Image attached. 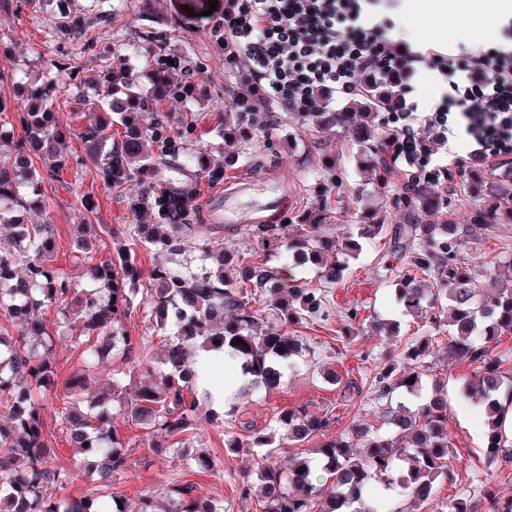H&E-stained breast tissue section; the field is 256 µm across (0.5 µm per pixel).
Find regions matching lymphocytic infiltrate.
<instances>
[{
	"label": "lymphocytic infiltrate",
	"instance_id": "lymphocytic-infiltrate-1",
	"mask_svg": "<svg viewBox=\"0 0 512 512\" xmlns=\"http://www.w3.org/2000/svg\"><path fill=\"white\" fill-rule=\"evenodd\" d=\"M378 0H224L215 29L233 69L245 70L267 100L290 112H332L359 95L360 78L400 82V109L387 111L392 171L406 189L453 187L467 161L512 155V28L491 50L414 51L390 36L373 14ZM438 71L449 86L429 111L418 109L412 81ZM466 136L468 158L435 159L436 147Z\"/></svg>",
	"mask_w": 512,
	"mask_h": 512
}]
</instances>
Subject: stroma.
I'll return each mask as SVG.
<instances>
[{"label": "stroma", "mask_w": 512, "mask_h": 512, "mask_svg": "<svg viewBox=\"0 0 512 512\" xmlns=\"http://www.w3.org/2000/svg\"><path fill=\"white\" fill-rule=\"evenodd\" d=\"M75 6L91 18L99 12L111 11L112 22L107 26L94 23L88 40H68L52 34L54 18L43 0H6L0 5V98L13 99L18 85L56 75L58 62L67 58L78 59L85 74H92L100 66L95 50L104 46L122 55L138 80H145L155 56L153 48L141 37L142 31L149 30L165 37L167 53L185 55L195 62L197 82L206 91L205 98L198 101H165L163 111L175 116L183 112L194 115L196 150L216 156L235 151V144L225 142L221 133L218 109L230 107L237 94L254 95L255 89L244 72L227 66L224 49L212 35L220 14L210 11L208 0H75ZM388 134L387 128L378 127L375 140L361 145L344 128L321 133L291 122L271 129L266 143L256 144L230 173L235 181L264 175L282 181L288 203L273 221L282 225L284 236H294L300 215L319 205L321 198L314 184L320 180L330 183L326 198L330 202L331 223L355 224L362 211L373 209L385 225L378 239L364 244L359 257L349 258L347 280L329 289L328 320L289 326V333L307 341L310 354L301 361L297 372L286 375L275 389L243 399L255 428H264L273 412L299 405L309 406L317 413H331L335 418L331 432L335 435L346 432L352 421H376L381 405L364 383L373 374L374 355L382 353L389 343L373 335L370 323H396L397 338L402 342L415 337L423 323L422 318L407 314L397 303L396 277L385 269L389 240L396 225L405 221L396 207L397 198L405 194L401 180L392 177L379 182L374 172L359 164L360 159L373 158L379 152ZM41 192L56 227L55 264L74 280H81L82 266L70 261L69 234L70 226L81 221L78 196L87 195L96 202V209L88 218L90 223L113 227L133 221L126 192L106 188L85 167L44 178ZM447 197V206L432 215V223L466 224L474 212L489 208L492 203L490 195L471 192L463 182L453 187ZM226 243L241 257L262 263L280 277L301 280L313 288L320 285L316 269L292 266L285 252L268 250L242 235L231 236ZM465 253L476 266L495 261L499 279L512 283V222L502 221L491 237L471 241ZM352 307L359 313L354 324L357 338L344 344L338 339V331L346 324L347 311ZM427 362L424 386L439 383L448 392V440L454 479L442 483L439 496L423 505L420 512H447L449 496L469 488L472 477L483 468L485 429L481 413L461 406L457 399L460 385L472 371L471 365L448 360L438 349ZM327 370L363 384L362 393L354 399H344L341 387L325 382L323 373ZM119 430L129 443V471L117 481L116 489L129 501L160 493L167 484L188 479L197 484L199 494L223 501L224 512H260L257 499L245 501L237 493L244 472L256 467L254 458L244 448L227 452L223 431L200 427V439L211 454L212 468L189 475L169 457L142 467L141 458L150 448L151 434L129 423L120 425Z\"/></svg>", "instance_id": "35a3bbf8"}]
</instances>
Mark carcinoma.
I'll return each instance as SVG.
<instances>
[{
	"label": "carcinoma",
	"instance_id": "obj_1",
	"mask_svg": "<svg viewBox=\"0 0 512 512\" xmlns=\"http://www.w3.org/2000/svg\"><path fill=\"white\" fill-rule=\"evenodd\" d=\"M60 27L72 38L86 37L89 22L80 11L59 14ZM104 65L89 80L79 78V66L67 61L59 71L67 78L30 84L26 102L15 108L0 98V117L11 110L21 133L0 130V512H96L86 496L65 493L75 471L60 462L57 439L90 455L88 471L98 490L112 497L115 512H224L197 495V485L172 484L157 495L141 497L133 508L117 504L114 481L128 470V442L116 419L139 425L164 441L153 455H171L189 473L208 471L211 454L197 446L200 425L197 385L204 375V353H223L234 361L243 379L253 386L279 385L288 368L304 357L309 346L288 334L286 326L326 315V290L301 282L288 285L253 262L238 259L224 246V225L200 219L201 183L224 184V171L239 156L214 161L190 152L194 121L173 123L169 113L155 110L164 99H198L191 61L158 49L148 75L150 95L144 96L136 78L124 74V63L112 64V49H99ZM173 59L172 65L168 59ZM363 93L352 112L292 113L293 119L315 130L344 127L355 137H373L371 109L385 100L396 103L393 90L374 89L361 80ZM92 85L95 97L83 94ZM70 99L98 113L81 131L92 175L110 188H130L128 208L134 223L112 229L98 224L71 225V262L85 264L87 288L54 266L55 225L29 223L26 215L41 213V172L52 176L68 169L74 157L63 147L62 113L57 103ZM260 102L252 112H226L224 136L250 145L261 130ZM122 131L120 143L107 146L112 127ZM496 207L476 213L468 224H430L422 216L443 205L431 189L399 201L408 224L396 226L390 257L398 262L397 300L413 314L430 311L422 325L424 336L377 358L370 389L384 402L382 426L365 419L344 435H330L334 418L298 406L274 416L267 432L247 431L243 407L231 403L206 416L216 429L227 428L224 447L235 452L255 448L262 465L260 484L243 477L241 498L260 499L262 512H391L370 495L378 484L421 507L433 500L440 482L453 474L449 458L448 400L435 386L431 396L414 409L394 406L393 394L419 391L425 360L433 352V333L448 328V343L439 344L450 360L466 361L473 373L463 382L459 399L479 409L485 418V466L512 463V441L502 432L512 410V377L503 366L512 352L495 351L494 343L512 334V285L489 289L492 262L476 270L464 255L465 244L492 233L499 216L512 220V181L487 183ZM328 201L301 216L300 232L288 240L294 265L311 266L327 285L342 282L348 257L361 241L378 238L384 225L367 216L360 224L326 223ZM279 224H248L246 233L266 246H277ZM106 233L109 257L90 262ZM194 246L202 260L196 271L179 272L156 262L144 273L135 261V248L146 247L164 256L182 254ZM267 301L281 326L265 322ZM55 312L49 324L43 318ZM138 313L146 336L128 334L125 322ZM161 338L160 354L148 356L146 345ZM242 339L237 345L235 341ZM70 344L82 365L80 373L58 380L56 346ZM118 366L112 368V362ZM141 370L147 381L131 385L128 367ZM108 369L101 385L96 375ZM414 379L409 384L407 380ZM61 402L55 406V402ZM171 443H166L167 439ZM315 459L292 455L274 464L280 442L298 447L315 440ZM480 480L481 498L463 492L448 500V512H512V496Z\"/></svg>",
	"mask_w": 512,
	"mask_h": 512
}]
</instances>
